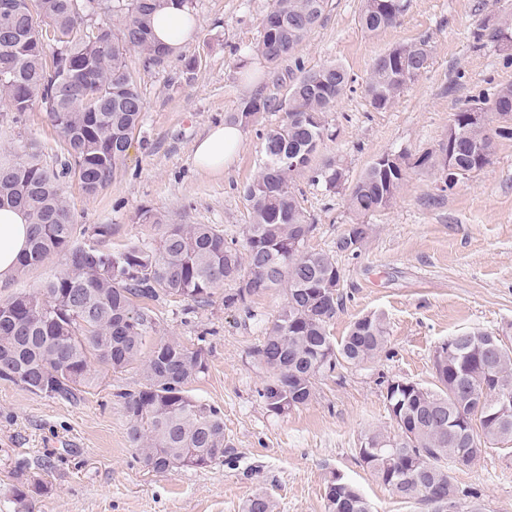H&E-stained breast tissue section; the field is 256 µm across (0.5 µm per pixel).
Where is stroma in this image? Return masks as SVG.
Returning <instances> with one entry per match:
<instances>
[{
    "mask_svg": "<svg viewBox=\"0 0 512 512\" xmlns=\"http://www.w3.org/2000/svg\"><path fill=\"white\" fill-rule=\"evenodd\" d=\"M273 0H196L195 39L161 67L127 61L146 101L132 145L112 183L86 194L77 178L63 183L77 224H108L110 244L153 243L167 224H213L243 241L251 222L245 188L264 162L262 141L284 110L244 124L241 151L221 174L193 165L195 143L233 121L257 96L284 101L293 80L329 63L353 84L325 115L328 135L292 184L314 229L308 250L332 255L343 305L328 324L333 340L368 314L389 329L374 360L318 378L311 400L285 415L270 412L260 392L270 376L255 354L285 303L283 289L225 307L223 292L207 306L169 298L154 303L161 337L204 344L208 369L188 384L190 396L224 415V458L203 468L157 473L128 437L123 393L139 389L141 366L99 365L78 401L63 402L0 381V512H19L15 489L39 483L33 512H242L264 491L277 512H325L334 475L357 486L373 512H426L393 495L364 467L357 450L372 429L395 431L386 406L388 381L436 382L434 355L448 337L493 333L512 346V140L453 190L438 193L439 175L413 169L393 204L364 220L357 248L337 241L350 229L344 191L312 181L327 161H342L349 181L380 155H420L448 138L455 112L473 98L512 84V49L477 45L479 22L512 15V0H412L400 21L376 33L359 21L361 0H328L324 15L293 55L269 63L252 55ZM425 42L429 66L387 110L365 94L375 60L395 46ZM194 68H186L187 60ZM29 151L55 165L62 133L39 108L18 114L0 105V152ZM149 210L161 223H143ZM481 512H512V443L483 445L473 463L453 470Z\"/></svg>",
    "mask_w": 512,
    "mask_h": 512,
    "instance_id": "stroma-1",
    "label": "stroma"
}]
</instances>
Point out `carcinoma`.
Segmentation results:
<instances>
[{
	"label": "carcinoma",
	"mask_w": 512,
	"mask_h": 512,
	"mask_svg": "<svg viewBox=\"0 0 512 512\" xmlns=\"http://www.w3.org/2000/svg\"><path fill=\"white\" fill-rule=\"evenodd\" d=\"M73 2L36 0L32 11L21 5L0 10V30H9L0 35V103L19 113L41 108L67 148L58 169L34 154L0 158V207L24 209L32 224L18 273L54 256L64 258V268L39 290L0 300V380L71 402L93 382V362L119 370L139 361L143 383L122 398L129 439L142 462L156 472H172L189 467L186 458L193 456L197 466L206 467L224 457V418L192 398L186 386L207 371V353L201 346L154 338L149 303L164 296L205 306L226 282L237 284L224 295L226 306H244L273 288L285 290V304L257 348L272 371L260 397L276 415L309 402L318 377L371 360L387 346L388 328L379 314L356 320L339 342L329 335L327 324L342 304L334 289L340 271L332 256L306 249L313 224L291 190L324 140L325 114L351 89L352 78L342 65L328 64L300 76L285 104L253 98L243 107L242 123L281 106L286 119L266 134L264 165L245 189L251 224L242 244L226 241L213 224H168L157 244L134 241L114 251L108 247L112 225L75 224L62 178L74 173L88 194L112 182L145 110L126 50H136L148 67L168 62L172 50L154 38L151 17L169 0H112V9L93 21ZM326 2L274 0L252 53L268 62L292 53L320 22ZM409 7L410 0H362L360 23L378 32L396 24ZM473 38L502 44L512 39V25L481 23ZM428 65L424 42L379 56L366 83L369 105L377 111L392 106ZM473 108L512 114V84L454 114L453 146L440 145L414 161L403 153L394 161L373 162L347 194L357 224L391 206L411 169L443 172L451 165L460 179L482 170L498 140L512 139V124L475 126L466 121ZM312 180L333 190L348 182L333 161L314 171ZM445 346V357L434 361L436 388L402 389L405 426L393 435L366 433L359 458L402 499L431 512H478L464 500L448 463L469 466L483 440L512 442V349L480 330L453 336ZM276 509L271 496L257 492L243 512ZM326 509L372 512L360 490L342 479L328 483Z\"/></svg>",
	"instance_id": "obj_1"
}]
</instances>
